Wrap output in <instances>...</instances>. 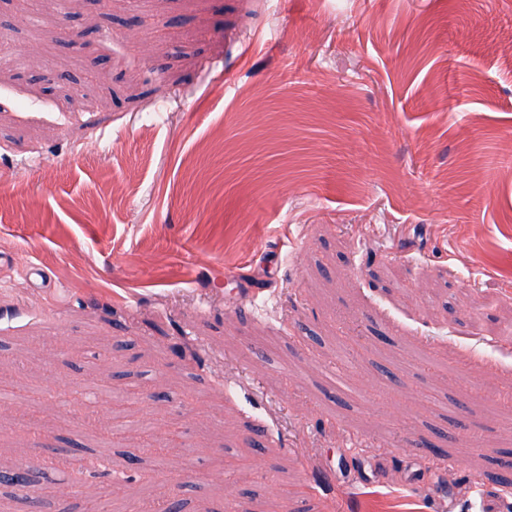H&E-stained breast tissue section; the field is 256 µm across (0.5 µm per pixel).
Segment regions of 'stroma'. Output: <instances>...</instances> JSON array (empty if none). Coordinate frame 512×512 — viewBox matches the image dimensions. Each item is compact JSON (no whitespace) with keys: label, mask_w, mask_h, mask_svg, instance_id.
<instances>
[{"label":"stroma","mask_w":512,"mask_h":512,"mask_svg":"<svg viewBox=\"0 0 512 512\" xmlns=\"http://www.w3.org/2000/svg\"><path fill=\"white\" fill-rule=\"evenodd\" d=\"M511 55L512 0H0V380L94 390L0 407L5 512L512 504Z\"/></svg>","instance_id":"35a3bbf8"}]
</instances>
